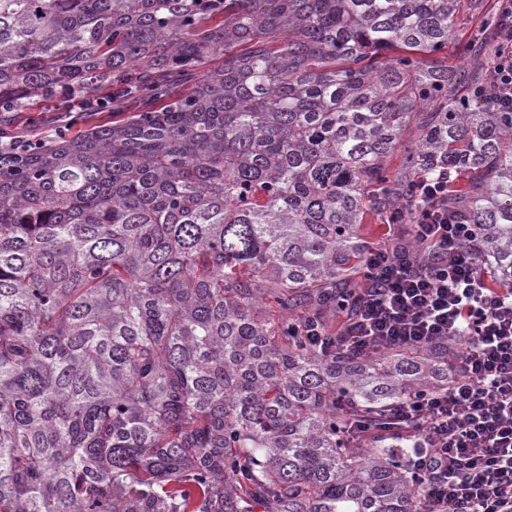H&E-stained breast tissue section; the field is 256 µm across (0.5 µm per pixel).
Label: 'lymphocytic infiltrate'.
Returning a JSON list of instances; mask_svg holds the SVG:
<instances>
[{"label":"lymphocytic infiltrate","mask_w":512,"mask_h":512,"mask_svg":"<svg viewBox=\"0 0 512 512\" xmlns=\"http://www.w3.org/2000/svg\"><path fill=\"white\" fill-rule=\"evenodd\" d=\"M491 68L492 103L512 109V28H501ZM426 263L387 246L364 253L354 313L343 316L340 348L369 351L466 339L446 387L393 406L408 432L421 512H512V289L494 288L471 224L431 208L412 219Z\"/></svg>","instance_id":"lymphocytic-infiltrate-1"}]
</instances>
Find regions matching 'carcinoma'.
<instances>
[{
	"instance_id": "1",
	"label": "carcinoma",
	"mask_w": 512,
	"mask_h": 512,
	"mask_svg": "<svg viewBox=\"0 0 512 512\" xmlns=\"http://www.w3.org/2000/svg\"><path fill=\"white\" fill-rule=\"evenodd\" d=\"M501 22L485 0H0V512H418L385 410L448 385V348L301 330L358 287L366 214L406 222L445 171L448 220L512 289ZM103 87L136 103L119 124L8 131L35 97L100 112ZM500 49L491 67L493 107L512 110V27H502L498 34Z\"/></svg>"
}]
</instances>
